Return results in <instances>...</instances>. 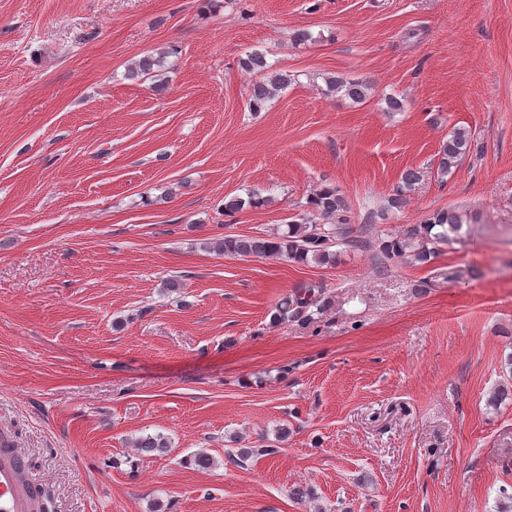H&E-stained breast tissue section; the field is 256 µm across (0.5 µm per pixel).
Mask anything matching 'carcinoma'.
Segmentation results:
<instances>
[{
	"label": "carcinoma",
	"instance_id": "carcinoma-1",
	"mask_svg": "<svg viewBox=\"0 0 512 512\" xmlns=\"http://www.w3.org/2000/svg\"><path fill=\"white\" fill-rule=\"evenodd\" d=\"M163 66V56L145 55L134 62L126 72L130 79H149ZM241 66L254 74L257 80L252 85L250 106L258 111L265 103L274 98L279 91L290 83V75L272 72L263 53L252 51L242 59ZM325 83L333 92H341L355 102L364 100L369 85L360 81H348L338 76H328ZM471 137L468 131L456 129L439 153L437 169L446 176L456 167L461 158L470 151ZM420 180V172L408 170L402 176V186L390 197L387 205L400 208L405 203L404 191ZM307 204L317 212L327 224H307L294 222L288 225L286 232L272 237H226L218 243L219 250L225 254L237 256H256L265 258H283L289 262L317 265L330 264L336 258L334 247L344 244L347 239L348 219L346 203L334 188H323L309 197ZM462 228L460 218L451 211L434 212L423 223L410 229L405 236L385 240L381 243L383 252L390 257L405 255L411 240H417L414 259L426 263L436 256L437 246L448 243L451 236ZM328 301L320 285L302 284L285 296L276 306L273 321L276 323H311L315 316L322 314ZM135 448L141 456H153L167 451L168 440L161 434L141 436L135 441Z\"/></svg>",
	"mask_w": 512,
	"mask_h": 512
}]
</instances>
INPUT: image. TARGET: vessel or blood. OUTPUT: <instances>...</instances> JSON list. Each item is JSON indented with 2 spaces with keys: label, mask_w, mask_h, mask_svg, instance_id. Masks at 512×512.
Returning a JSON list of instances; mask_svg holds the SVG:
<instances>
[{
  "label": "vessel or blood",
  "mask_w": 512,
  "mask_h": 512,
  "mask_svg": "<svg viewBox=\"0 0 512 512\" xmlns=\"http://www.w3.org/2000/svg\"><path fill=\"white\" fill-rule=\"evenodd\" d=\"M35 508L23 451L13 438L0 435V512H34Z\"/></svg>",
  "instance_id": "obj_1"
}]
</instances>
